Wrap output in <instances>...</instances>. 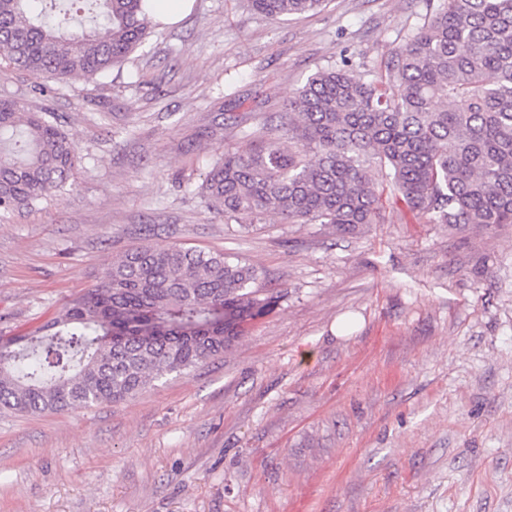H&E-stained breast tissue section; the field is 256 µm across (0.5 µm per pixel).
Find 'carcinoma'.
<instances>
[{"label":"carcinoma","mask_w":512,"mask_h":512,"mask_svg":"<svg viewBox=\"0 0 512 512\" xmlns=\"http://www.w3.org/2000/svg\"><path fill=\"white\" fill-rule=\"evenodd\" d=\"M269 19L325 0H246ZM0 0V53L37 79L108 74L149 34L157 0ZM280 134L227 150L207 207L241 224H334L350 233L395 199L431 224H512V0H430L378 73L315 72L284 105ZM51 112L0 97V218L66 190L76 166ZM222 252L144 244L39 333L0 345V410L63 412L135 397L224 353L279 295Z\"/></svg>","instance_id":"cac0c4a2"}]
</instances>
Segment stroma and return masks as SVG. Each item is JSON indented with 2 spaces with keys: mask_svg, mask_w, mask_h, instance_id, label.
Returning a JSON list of instances; mask_svg holds the SVG:
<instances>
[{
  "mask_svg": "<svg viewBox=\"0 0 512 512\" xmlns=\"http://www.w3.org/2000/svg\"><path fill=\"white\" fill-rule=\"evenodd\" d=\"M427 11L193 0L107 76L42 91L0 67V95L59 114L80 158L70 191L0 221V344L140 244L224 253L281 293L134 398L0 413V512H512V224H430L386 188L383 223L351 234L245 226L199 194L317 69L380 66ZM254 14L269 19L316 11L325 0H246Z\"/></svg>",
  "mask_w": 512,
  "mask_h": 512,
  "instance_id": "stroma-1",
  "label": "stroma"
}]
</instances>
